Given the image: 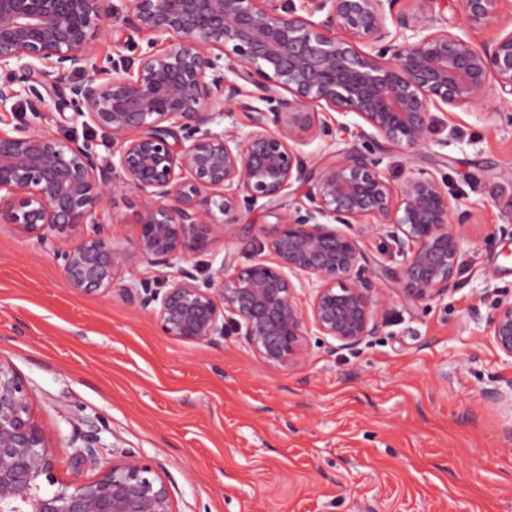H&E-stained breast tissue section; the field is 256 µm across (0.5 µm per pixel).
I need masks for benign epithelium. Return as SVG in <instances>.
Listing matches in <instances>:
<instances>
[{"mask_svg":"<svg viewBox=\"0 0 512 512\" xmlns=\"http://www.w3.org/2000/svg\"><path fill=\"white\" fill-rule=\"evenodd\" d=\"M306 2L299 15L293 0H129L122 22L146 40L130 46L134 67L105 66L96 52L112 0H0V210L33 246L52 248L67 288L108 294L134 274V257L169 266L258 205L276 214L265 244L272 261L206 277L181 267L161 286L139 278L124 285L127 301L172 339L217 346L237 333L264 364L288 369L313 332L337 349L373 335L389 296L367 265L371 232L402 258L385 276L406 304L455 287L456 226L468 212L452 205L446 180L419 172L395 185L380 164L391 147L448 144L434 139L436 111L471 107L491 86L512 102V30L477 44L452 32L439 0ZM459 11L471 27L512 23V0H459ZM57 72L78 79L56 90ZM53 94L108 136V154L48 130ZM253 98L276 106L263 110ZM233 105L251 113L243 137L212 129ZM323 107L356 115L365 145L312 165L300 135H332ZM295 184L307 188V203L284 210ZM102 191L140 195L133 250L108 244ZM79 224L87 230L78 242L54 246L53 233ZM471 318L485 317L475 307ZM485 319L512 360V301ZM485 396L512 404V382ZM29 398L0 359V512H176L168 485L132 450L95 479L59 480L58 449ZM87 427L71 438L77 469L98 459L97 428Z\"/></svg>","mask_w":512,"mask_h":512,"instance_id":"1","label":"benign epithelium"}]
</instances>
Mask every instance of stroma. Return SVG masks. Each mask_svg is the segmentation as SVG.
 <instances>
[{"label":"stroma","instance_id":"35a3bbf8","mask_svg":"<svg viewBox=\"0 0 512 512\" xmlns=\"http://www.w3.org/2000/svg\"><path fill=\"white\" fill-rule=\"evenodd\" d=\"M500 106L488 90L439 129L444 146L392 148L381 164L395 183L421 170L446 178L469 211L456 288L414 308L392 299L357 351L310 337L284 371L235 335L218 347L164 336L120 290L70 291L52 253L1 217L0 359L60 448L59 479H94L130 449L168 484L177 512H512V407L483 394L512 381L485 322L512 300V122ZM359 124L338 116L331 140L304 153L317 163L362 145ZM100 206L112 216L109 243L131 248L139 196L105 195ZM274 222L242 212L231 235L188 262L205 276L269 259ZM86 419L100 430L99 462L77 471L69 440Z\"/></svg>","mask_w":512,"mask_h":512}]
</instances>
